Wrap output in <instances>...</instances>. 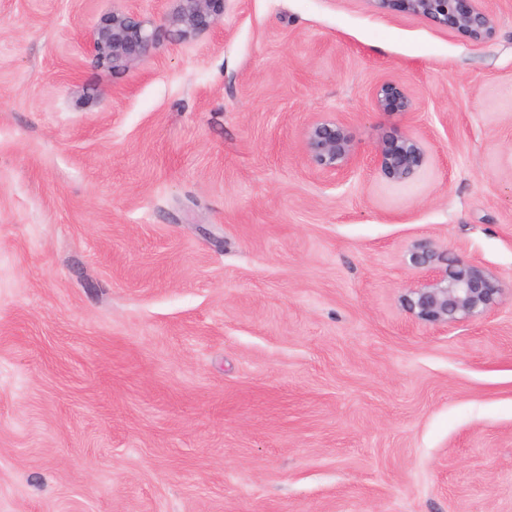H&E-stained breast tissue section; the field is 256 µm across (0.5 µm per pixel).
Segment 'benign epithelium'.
<instances>
[{"mask_svg": "<svg viewBox=\"0 0 512 512\" xmlns=\"http://www.w3.org/2000/svg\"><path fill=\"white\" fill-rule=\"evenodd\" d=\"M393 1L408 15L465 31L476 41L490 38L494 31V16L479 5L480 0H371L381 9ZM171 2L174 6L167 15L168 25L186 41L208 32L224 13V0ZM161 32L160 27L130 9L114 10L95 27L89 46L102 69L124 72L152 55L160 44ZM374 104L380 112L407 113L413 107L411 98L389 83L377 89ZM305 146L308 163L322 174L347 173L358 163L353 134L341 119L310 122L305 129ZM426 161L422 141L409 134L383 140L374 153L378 170L396 184L412 180ZM411 260L431 272L429 279L412 289L406 299L419 320L452 324L488 314L501 294L499 281L477 263L454 259L443 268L435 267L439 255L428 243L419 245Z\"/></svg>", "mask_w": 512, "mask_h": 512, "instance_id": "1", "label": "benign epithelium"}]
</instances>
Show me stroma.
I'll return each instance as SVG.
<instances>
[{"label":"stroma","mask_w":512,"mask_h":512,"mask_svg":"<svg viewBox=\"0 0 512 512\" xmlns=\"http://www.w3.org/2000/svg\"><path fill=\"white\" fill-rule=\"evenodd\" d=\"M483 5L476 41L224 0L185 42L168 0H0V512H512V0ZM128 8L164 31L113 74L85 41ZM319 117L353 172L310 167ZM422 242L492 312L415 318ZM374 104L380 112H410L413 107L411 98L392 84L381 85L374 97ZM307 161L315 171L332 175L348 173L358 163L354 137L350 127L341 119L320 118L305 129ZM426 161L422 141L409 134L386 138L374 153L378 170L387 180L396 184L412 180Z\"/></svg>","instance_id":"35a3bbf8"}]
</instances>
